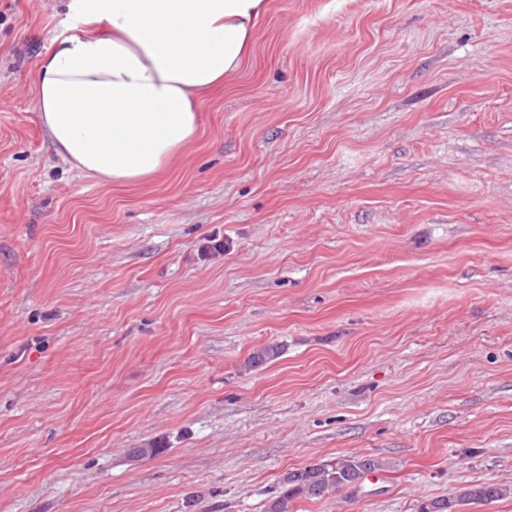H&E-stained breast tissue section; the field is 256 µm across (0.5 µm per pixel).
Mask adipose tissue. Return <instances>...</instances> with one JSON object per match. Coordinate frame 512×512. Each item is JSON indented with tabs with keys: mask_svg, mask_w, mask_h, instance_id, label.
I'll use <instances>...</instances> for the list:
<instances>
[{
	"mask_svg": "<svg viewBox=\"0 0 512 512\" xmlns=\"http://www.w3.org/2000/svg\"><path fill=\"white\" fill-rule=\"evenodd\" d=\"M72 35L33 79L61 158L109 184L161 173L197 135L196 98L236 74L264 0H67Z\"/></svg>",
	"mask_w": 512,
	"mask_h": 512,
	"instance_id": "obj_1",
	"label": "adipose tissue"
}]
</instances>
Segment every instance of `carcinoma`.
<instances>
[{
    "mask_svg": "<svg viewBox=\"0 0 512 512\" xmlns=\"http://www.w3.org/2000/svg\"><path fill=\"white\" fill-rule=\"evenodd\" d=\"M384 469V463L372 456L311 463L283 477V496L272 501L266 512H288V501L293 498L321 499L356 487L369 473ZM503 496L504 490L495 484H477L462 489L452 497L430 502L424 507V512H458L456 507L467 502H492Z\"/></svg>",
    "mask_w": 512,
    "mask_h": 512,
    "instance_id": "1",
    "label": "carcinoma"
}]
</instances>
